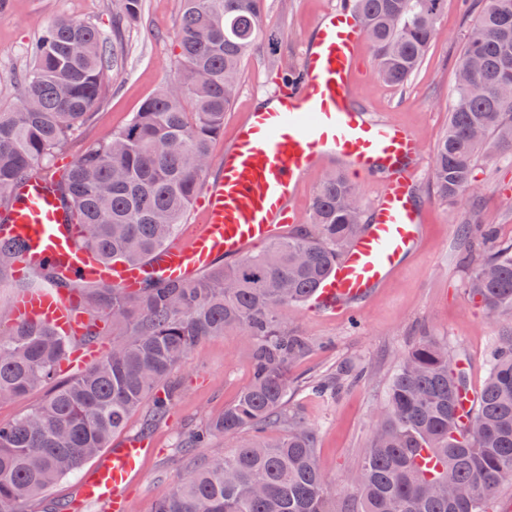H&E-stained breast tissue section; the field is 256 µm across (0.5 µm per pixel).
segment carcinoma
Here are the masks:
<instances>
[{"mask_svg": "<svg viewBox=\"0 0 512 512\" xmlns=\"http://www.w3.org/2000/svg\"><path fill=\"white\" fill-rule=\"evenodd\" d=\"M448 0H351L363 21L377 78L401 86L417 71ZM266 0H183L175 75L104 142L59 164L75 131L104 95L105 38L73 18L49 23L20 77L21 104L0 112V195L38 168L55 185L82 246L108 264L145 263L174 238L203 186L210 145L224 132L241 66L261 36ZM140 15L117 0L112 42ZM512 151V0H485L456 67L448 130L433 149L432 183L444 200H474L479 158ZM359 188L341 173L318 186L308 219L288 237L232 263L130 296L108 282L61 281L103 302L125 331L84 372L60 380L73 351L45 323L0 310V402L49 388L17 420L0 424V512H25L56 481L99 455L129 416L154 398L196 344L242 329L256 340L252 382L224 414L182 440L202 448L217 435L233 450L187 469L154 512H489L512 486V244L478 261L472 301L508 318L486 358L487 378L466 420L457 416L466 372L448 347L426 339L408 351L375 417L354 496L337 506L317 459L316 433L284 411L289 364L306 350L283 312L305 303L363 227ZM21 244L0 240V267ZM250 432L243 440L242 432Z\"/></svg>", "mask_w": 512, "mask_h": 512, "instance_id": "obj_1", "label": "carcinoma"}]
</instances>
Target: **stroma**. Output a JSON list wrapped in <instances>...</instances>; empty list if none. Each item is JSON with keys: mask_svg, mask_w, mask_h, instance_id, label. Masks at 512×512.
Returning a JSON list of instances; mask_svg holds the SVG:
<instances>
[{"mask_svg": "<svg viewBox=\"0 0 512 512\" xmlns=\"http://www.w3.org/2000/svg\"><path fill=\"white\" fill-rule=\"evenodd\" d=\"M344 0H268L263 36L245 59L239 90L224 118V132L211 144V159L219 161L243 114L259 100L303 75V49L323 12ZM484 0H448L436 25L429 51L419 69L401 86L380 82L372 56H365L357 81V97L368 111L417 132L424 150L413 189L424 204L425 235L417 253L352 316L329 317L298 306L285 310L289 329L308 348L290 366L294 387L286 409L298 412L317 432L318 459L336 502L351 494L353 463L367 452L374 416L400 358L419 342L432 339L448 345L464 363L470 386L479 389L487 376L485 358L499 336L503 319L489 316L465 292L473 271L464 258L478 233L463 237L469 219L494 227L499 243L512 241V154L480 159L475 170L479 202L444 201L430 180L433 145L448 128V111L455 89L456 59L469 12ZM180 0H141V19L125 32L119 63L107 67L105 94L90 121L75 134L67 159L78 156L91 141H104L124 127L142 102L174 72ZM72 17L111 34L113 0H10L0 12V112L19 104L17 80L31 64L30 48L46 25ZM256 342L245 331L201 340L188 364L176 368L170 383L176 394L163 419L150 420L149 408L130 415L125 434L154 443L140 479L130 489L129 512H153L168 497L178 478L194 462L224 453L217 437L204 448L187 453L179 448L181 433L204 427L234 401L252 377ZM360 370V382L345 384L339 393L319 397L305 381L325 377L344 381Z\"/></svg>", "mask_w": 512, "mask_h": 512, "instance_id": "1", "label": "stroma"}]
</instances>
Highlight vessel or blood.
<instances>
[{"mask_svg":"<svg viewBox=\"0 0 512 512\" xmlns=\"http://www.w3.org/2000/svg\"><path fill=\"white\" fill-rule=\"evenodd\" d=\"M365 35L358 14L329 8L303 54L300 85L272 97L269 106L245 113L197 203L201 224L185 242L176 240L151 266L101 264L80 247L78 235L49 181L16 184L13 202L0 215V239L23 250L17 274L51 266L87 281L103 280L126 294L142 283L180 280L207 270L217 257L236 259L284 238L299 223L297 195L326 159L356 176L377 169L388 178L373 198V220L340 254L328 279L311 296V309L347 316L382 287L415 253L423 235L421 205L411 192L408 165L422 152L419 134L361 111L353 99ZM16 318L42 320L80 338L87 318L77 296L55 283L22 292L12 301ZM149 442L138 435L103 454L82 476L71 512L93 503L107 512H129L126 489L139 479Z\"/></svg>","mask_w":512,"mask_h":512,"instance_id":"b4317fda","label":"vessel or blood"}]
</instances>
